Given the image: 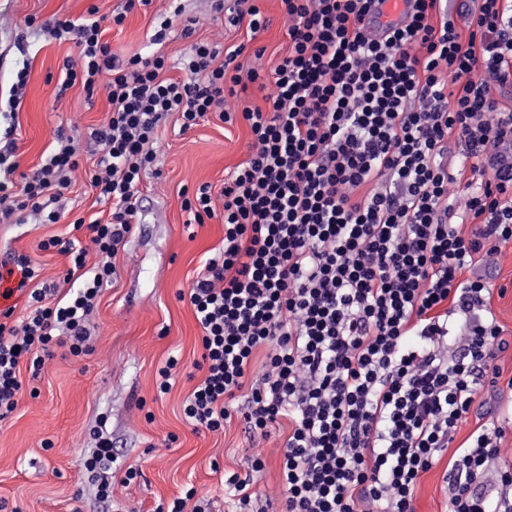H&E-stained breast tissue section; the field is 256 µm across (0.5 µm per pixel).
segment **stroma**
<instances>
[{
    "instance_id": "1",
    "label": "stroma",
    "mask_w": 512,
    "mask_h": 512,
    "mask_svg": "<svg viewBox=\"0 0 512 512\" xmlns=\"http://www.w3.org/2000/svg\"><path fill=\"white\" fill-rule=\"evenodd\" d=\"M100 15L124 8L126 0H0V92H9L15 72L28 68V83L17 109L19 170L31 173L47 157L58 130L84 129L101 123L110 110L105 93L87 96L81 85L58 92L65 59L78 51L67 41L45 39L24 21L37 16H82L89 5ZM197 19L192 38L173 26L162 50L169 57L170 77H181L178 67L191 40L222 39L224 47L243 46L244 68L271 74L288 52V23L279 0H260L268 27L250 33L247 26L229 27L213 0H152L129 11L122 27L108 29L104 38L114 56L124 59L146 52L157 19L171 7ZM24 50H17L16 37ZM250 131L245 123L227 124L209 113L190 130H181L175 118L159 129L157 170L141 189L142 222L114 258L117 277L103 291L91 317L90 355L76 360L56 349L37 379L26 380L17 410L0 422V512H158L194 485L208 500L210 512H232L224 496V477L253 476L254 491L279 505L282 497L277 447L272 437L263 454L266 467L252 474L249 446L242 419H233L224 433L189 425L183 404L201 372L200 329L187 291L205 259L224 243L220 219L192 224L183 209L184 190L210 184L216 210H223L219 191L228 172L250 154ZM90 157H82L73 176L69 205L85 220L105 218L110 206L99 201L90 187ZM72 233L67 221L41 224H0V261L8 253L28 255L41 279L58 284L59 294L70 288L63 275L65 255L39 248L52 235ZM465 277H479L489 286L488 304L503 337L512 344V241L500 246L491 260L474 261ZM177 358L175 381L168 393L158 391L159 370ZM497 387L485 388L459 423L452 449L442 453L431 470L421 474L415 492V512H446L444 475L455 447L461 446L481 424L494 422L505 430L504 447L512 448V348L500 355ZM105 423L119 464L136 465L141 478L128 486L115 485L112 498L101 501L83 458L95 442L92 432ZM51 448H43V441Z\"/></svg>"
}]
</instances>
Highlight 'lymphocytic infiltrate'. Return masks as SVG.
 <instances>
[{
	"instance_id": "lymphocytic-infiltrate-1",
	"label": "lymphocytic infiltrate",
	"mask_w": 512,
	"mask_h": 512,
	"mask_svg": "<svg viewBox=\"0 0 512 512\" xmlns=\"http://www.w3.org/2000/svg\"><path fill=\"white\" fill-rule=\"evenodd\" d=\"M287 55L274 68L269 110L237 109L258 71H243L241 48L219 54L193 42L183 78L168 77L155 53L114 56L102 39L96 5L84 17L40 26L79 50L64 64L65 85L105 91L101 124L58 135L35 172L18 175L15 126L0 130V223L26 214L65 218L63 198L82 152L96 155L89 181L110 203L88 229L97 260L80 239L51 236L39 248L68 256L82 283L53 300V286L28 289L29 256L9 264L28 289L29 311L12 323L0 311V421L23 394L22 370L38 375L57 346L91 353L89 316L116 273L119 247L140 221L142 176L157 158V131L171 114L181 129L208 113L243 120L251 154L224 181L223 213L203 184L183 208L191 222L221 217L224 245L206 259L188 290L201 329L203 377L183 405L186 420L212 433L242 415L264 468L263 447L287 428L279 450L282 512H415L422 473L448 448L482 389L496 386L494 361L512 347L502 336L481 280L463 269L512 240V109L491 95L512 82V14L502 0H480L467 31L439 9L413 0L404 24L369 29L372 0H280ZM483 158L489 179L467 194L463 236L451 222L457 182L444 161L449 140ZM262 374L253 377V364ZM504 431L479 427L459 447L449 481V512H512V469L498 494L477 491L487 466L503 458ZM83 461L99 497L112 496L115 456L103 430ZM125 471L122 485L140 477Z\"/></svg>"
}]
</instances>
